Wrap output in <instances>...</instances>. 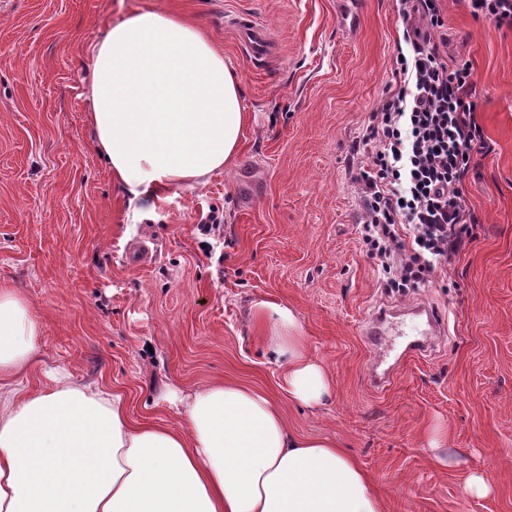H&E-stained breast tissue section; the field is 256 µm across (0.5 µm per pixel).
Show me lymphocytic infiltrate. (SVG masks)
Listing matches in <instances>:
<instances>
[{"label":"lymphocytic infiltrate","instance_id":"lymphocytic-infiltrate-1","mask_svg":"<svg viewBox=\"0 0 512 512\" xmlns=\"http://www.w3.org/2000/svg\"><path fill=\"white\" fill-rule=\"evenodd\" d=\"M400 2V83L352 148L362 239L383 288L397 293L428 285L471 242L480 218L463 186L474 155L486 150L470 64L449 61L427 36L444 26L439 0ZM416 15L423 28L411 25Z\"/></svg>","mask_w":512,"mask_h":512}]
</instances>
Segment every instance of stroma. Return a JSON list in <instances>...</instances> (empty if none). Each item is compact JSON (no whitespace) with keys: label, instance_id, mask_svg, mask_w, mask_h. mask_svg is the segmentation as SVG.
<instances>
[{"label":"stroma","instance_id":"stroma-1","mask_svg":"<svg viewBox=\"0 0 512 512\" xmlns=\"http://www.w3.org/2000/svg\"><path fill=\"white\" fill-rule=\"evenodd\" d=\"M0 0V283L42 323L35 389L65 366L79 383L122 392L133 420L179 419L158 404L234 381L270 394L290 430L337 442L372 476L388 512H512V29L440 0L431 40L474 72L486 153L464 185L481 217L466 250L424 288L380 286L362 242L351 149L395 82L404 24L398 0ZM163 9L203 26L240 77L246 122L233 161L202 184L131 201L96 149L93 50L112 24ZM229 15L269 29L253 63ZM217 215L220 228L201 224ZM153 251L127 265L139 243ZM294 312L309 354L333 379L321 406L279 387L280 360L261 306ZM427 304L445 333L427 356L394 362L385 387L361 334L375 306L403 349ZM444 433L431 449L434 430ZM482 474L490 494H469Z\"/></svg>","mask_w":512,"mask_h":512}]
</instances>
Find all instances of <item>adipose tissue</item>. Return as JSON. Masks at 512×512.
<instances>
[{
    "label": "adipose tissue",
    "instance_id": "obj_1",
    "mask_svg": "<svg viewBox=\"0 0 512 512\" xmlns=\"http://www.w3.org/2000/svg\"><path fill=\"white\" fill-rule=\"evenodd\" d=\"M91 120L113 178L133 197L204 183L235 155L240 80L195 25L161 10L129 14L94 50ZM269 338L288 396L332 392L292 310L271 305ZM42 332L19 289L0 284V512H385L362 466L325 439L290 431L264 393L215 383L165 397L181 428L132 423L122 394L49 373L14 386Z\"/></svg>",
    "mask_w": 512,
    "mask_h": 512
}]
</instances>
